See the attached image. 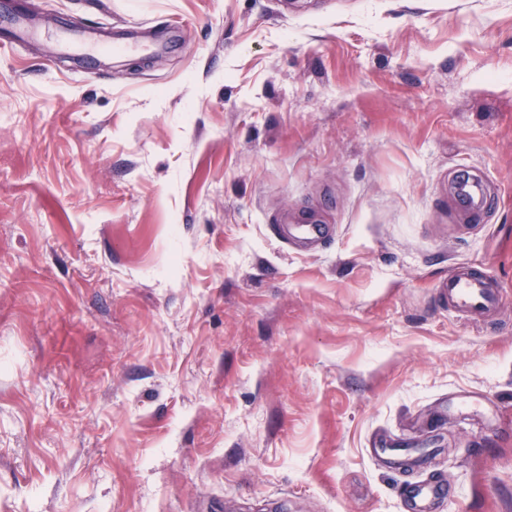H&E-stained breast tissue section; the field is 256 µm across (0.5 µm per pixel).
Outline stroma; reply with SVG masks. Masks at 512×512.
Instances as JSON below:
<instances>
[{
    "label": "stroma",
    "instance_id": "1",
    "mask_svg": "<svg viewBox=\"0 0 512 512\" xmlns=\"http://www.w3.org/2000/svg\"><path fill=\"white\" fill-rule=\"evenodd\" d=\"M22 13L0 512H407L438 479L435 512H512V0ZM460 265L502 290L484 322L438 293ZM444 493V482L411 485L406 489L408 512H431L432 505Z\"/></svg>",
    "mask_w": 512,
    "mask_h": 512
}]
</instances>
